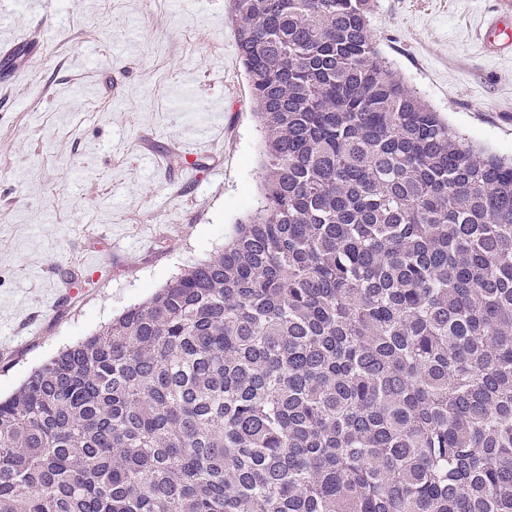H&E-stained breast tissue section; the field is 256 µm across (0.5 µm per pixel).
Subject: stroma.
<instances>
[{"mask_svg": "<svg viewBox=\"0 0 512 512\" xmlns=\"http://www.w3.org/2000/svg\"><path fill=\"white\" fill-rule=\"evenodd\" d=\"M491 16L512 19V0H377L370 28L453 131L512 158V58L485 48ZM13 38L42 52L0 82L4 397L222 249L263 179L227 0H0V42ZM71 271L82 287L64 298Z\"/></svg>", "mask_w": 512, "mask_h": 512, "instance_id": "stroma-1", "label": "stroma"}]
</instances>
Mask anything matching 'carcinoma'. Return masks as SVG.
<instances>
[{
  "mask_svg": "<svg viewBox=\"0 0 512 512\" xmlns=\"http://www.w3.org/2000/svg\"><path fill=\"white\" fill-rule=\"evenodd\" d=\"M374 5L229 0L261 199L0 399V512H512V160Z\"/></svg>",
  "mask_w": 512,
  "mask_h": 512,
  "instance_id": "obj_1",
  "label": "carcinoma"
}]
</instances>
